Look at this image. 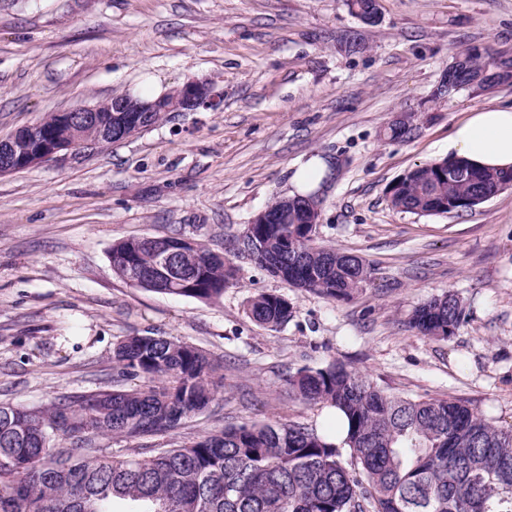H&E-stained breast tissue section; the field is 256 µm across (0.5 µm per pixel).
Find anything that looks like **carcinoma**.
Here are the masks:
<instances>
[{
	"label": "carcinoma",
	"instance_id": "obj_1",
	"mask_svg": "<svg viewBox=\"0 0 512 512\" xmlns=\"http://www.w3.org/2000/svg\"><path fill=\"white\" fill-rule=\"evenodd\" d=\"M460 88L487 68L512 66V50L468 47L457 55ZM162 113L131 119V137ZM63 135L65 116L39 119ZM464 175H439L432 163L407 171L392 207L419 215L431 197H478L512 188V169L488 171L462 162ZM264 247L258 266L295 288L344 301L364 288L373 269L363 259L316 244L317 227L288 212L277 224H248ZM181 236L135 237L112 244V271L130 286L215 300L236 268L200 243L165 258ZM257 324L277 328L293 316L288 298L262 292L248 301ZM465 320L448 293L416 308L411 328L446 340ZM113 381L142 376L148 384L62 399L32 409L0 406V512H114L116 500L136 512H512V431L462 398L390 395L341 365L302 368L289 378L302 400L341 411L340 444L323 428L299 423H243L175 448H130L114 455L103 441L141 439L178 428L215 400L221 363L192 344L165 336H127L114 348Z\"/></svg>",
	"mask_w": 512,
	"mask_h": 512
}]
</instances>
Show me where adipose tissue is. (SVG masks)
Masks as SVG:
<instances>
[{
	"mask_svg": "<svg viewBox=\"0 0 512 512\" xmlns=\"http://www.w3.org/2000/svg\"><path fill=\"white\" fill-rule=\"evenodd\" d=\"M448 154L479 168L512 167V106H487L456 124Z\"/></svg>",
	"mask_w": 512,
	"mask_h": 512,
	"instance_id": "1",
	"label": "adipose tissue"
}]
</instances>
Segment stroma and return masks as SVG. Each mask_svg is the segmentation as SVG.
Segmentation results:
<instances>
[{"label": "stroma", "mask_w": 512, "mask_h": 512, "mask_svg": "<svg viewBox=\"0 0 512 512\" xmlns=\"http://www.w3.org/2000/svg\"><path fill=\"white\" fill-rule=\"evenodd\" d=\"M363 24L345 0H0V138L48 112L113 95L210 82L215 110L172 112L114 144L0 176V405L39 407L112 387V351L140 333L177 337L224 364L212 404L173 448L227 425L319 424L288 377L336 362L388 393L468 399L512 429V189L476 210L394 209L390 186L446 156L465 112L511 106L512 85L434 98L468 46L512 48V0H378ZM417 115L403 139L387 126ZM321 158L319 244L359 255L372 281L348 301L291 287L230 241L296 166ZM178 234L224 254L237 280L203 301L117 277L114 242ZM466 319L446 340L411 329L446 292ZM274 292L293 318L246 312ZM247 314L261 326L277 328L291 319L293 305L282 295L262 292L248 301Z\"/></svg>", "instance_id": "35a3bbf8"}]
</instances>
